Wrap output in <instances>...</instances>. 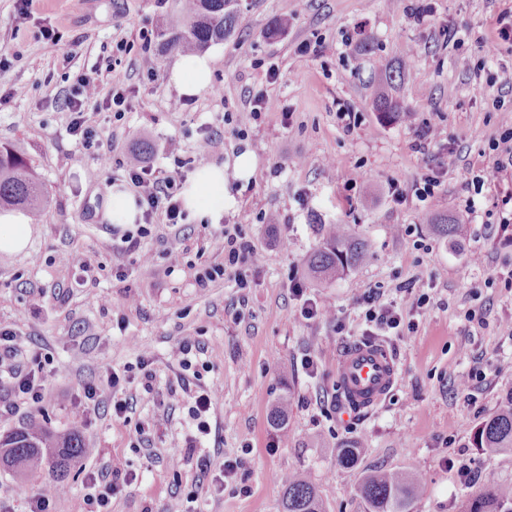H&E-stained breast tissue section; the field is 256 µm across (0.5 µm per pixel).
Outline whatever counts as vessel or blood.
<instances>
[{"mask_svg":"<svg viewBox=\"0 0 512 512\" xmlns=\"http://www.w3.org/2000/svg\"><path fill=\"white\" fill-rule=\"evenodd\" d=\"M396 379L397 361L385 343H356L340 360L338 384L358 408L378 405L393 388Z\"/></svg>","mask_w":512,"mask_h":512,"instance_id":"b4317fda","label":"vessel or blood"}]
</instances>
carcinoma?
Returning a JSON list of instances; mask_svg holds the SVG:
<instances>
[{"mask_svg":"<svg viewBox=\"0 0 512 512\" xmlns=\"http://www.w3.org/2000/svg\"><path fill=\"white\" fill-rule=\"evenodd\" d=\"M236 0H182L181 13L160 32L166 52H199L234 33L238 25ZM374 107L388 122L409 118L388 91L380 89ZM48 198L35 171L20 152L0 149V207H25L38 211ZM433 231L445 238L456 236L461 225L446 214L428 218ZM368 256L365 241L355 239L342 224L329 229L326 243L308 259L312 278L331 282L361 265ZM288 421V398H283L270 415L272 426L285 429ZM3 467L18 473L45 469L51 476L49 486L67 487L73 466L92 455L75 423L65 434H54L32 423L4 436ZM475 446L489 455L512 453V392L506 394L493 414L474 434ZM426 493L421 472L411 468L404 472L375 471L365 475L356 488L360 512H414V504ZM281 512H325L316 485L306 472L293 471L282 479ZM459 512H512V483H488L462 502Z\"/></svg>","mask_w":512,"mask_h":512,"instance_id":"obj_1","label":"carcinoma"}]
</instances>
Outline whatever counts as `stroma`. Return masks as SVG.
Instances as JSON below:
<instances>
[{"label": "stroma", "instance_id": "35a3bbf8", "mask_svg": "<svg viewBox=\"0 0 512 512\" xmlns=\"http://www.w3.org/2000/svg\"><path fill=\"white\" fill-rule=\"evenodd\" d=\"M410 3L237 0L238 29L210 47V87L176 110L174 58L152 45L154 71L146 73L139 32L160 31L180 0H33L25 11L0 0V87L23 90L0 104V148L22 153L48 196L28 250L0 254V323L15 328L47 388L36 404L0 386V436L32 421L63 433L82 412V436L94 450L50 512H91L87 474L116 458L134 480L118 482L111 512H279L280 478L294 469L308 472L326 512H360L355 489L376 469L422 472L426 494L415 512H457L483 484L512 481V454L490 458L473 445L479 424L512 391V235L500 228L512 215V168L499 169L490 149L512 129V38L500 35L512 27V0H432L422 23ZM276 20L288 26L269 35ZM305 42L318 54L300 56ZM402 61L410 75L397 76ZM80 74L97 75L102 94L118 81L130 91L122 116L89 110L101 142L95 154L70 129L66 92ZM384 76L408 120L387 123L376 112ZM259 93L277 110L252 115ZM342 108L356 112L354 128L344 129ZM428 124L443 129V141L420 145ZM207 135L215 146L197 155ZM172 138L193 166L223 167L231 205L215 223L189 216L154 224L145 265L138 254L118 253L102 202L124 184L139 143L151 146L147 164L172 167ZM245 153L254 162L248 180L234 175ZM427 174L441 184L424 200L416 187ZM394 182L404 201L390 196ZM434 211L461 224L456 237L425 224ZM227 224L263 262L249 271L247 288L229 275L199 286L197 272L224 261ZM332 224L365 240L369 256L323 284L309 276L307 259ZM70 253L87 269L62 263ZM416 277L430 286L421 308L404 290ZM368 290L417 330L387 336L398 381L377 407L360 411L340 397L337 373L345 350L368 338L358 304ZM308 298L330 306L331 316L302 318ZM188 336L201 348L189 378L177 358ZM146 352L148 384L139 369ZM306 357L314 370L302 367ZM475 366L481 378L467 380ZM111 370L123 378L119 388L107 383ZM90 384L98 388L93 401L84 393ZM204 389L216 393L206 435L188 414ZM285 396L283 439L269 413ZM117 400L128 405L121 419L112 415ZM346 444L361 448L349 466L337 461ZM239 456L235 477L216 483L224 460ZM50 480L45 471L0 469V512H30Z\"/></svg>", "mask_w": 512, "mask_h": 512}]
</instances>
